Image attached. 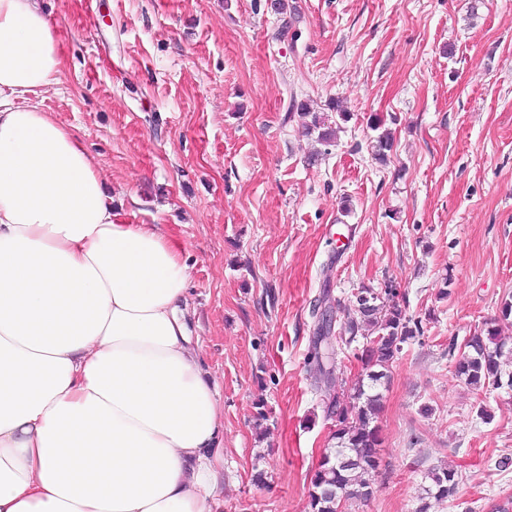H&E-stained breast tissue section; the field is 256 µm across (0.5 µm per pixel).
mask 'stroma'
I'll return each instance as SVG.
<instances>
[{
    "label": "stroma",
    "instance_id": "35a3bbf8",
    "mask_svg": "<svg viewBox=\"0 0 512 512\" xmlns=\"http://www.w3.org/2000/svg\"><path fill=\"white\" fill-rule=\"evenodd\" d=\"M288 3L286 26L270 0H44L63 69L43 107L123 219L182 252L224 418L218 512H305L331 432L312 304L389 283L424 336L381 389L382 462L353 512H493L512 499L495 466L512 389L475 391L454 364L512 298V0ZM294 99L351 118L322 145ZM374 122L395 138L384 164ZM443 468L459 485L438 500L427 474Z\"/></svg>",
    "mask_w": 512,
    "mask_h": 512
}]
</instances>
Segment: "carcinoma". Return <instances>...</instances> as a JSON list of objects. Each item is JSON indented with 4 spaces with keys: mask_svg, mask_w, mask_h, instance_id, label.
Returning <instances> with one entry per match:
<instances>
[{
    "mask_svg": "<svg viewBox=\"0 0 512 512\" xmlns=\"http://www.w3.org/2000/svg\"><path fill=\"white\" fill-rule=\"evenodd\" d=\"M291 107L311 121L304 126L308 135H317L323 143L334 139L328 116L310 112L304 102ZM394 139L383 131L372 140L375 159L385 162L393 150ZM317 321V336L310 359L318 376L316 384L325 385L326 416L333 421V444L324 449L310 481L305 512H342L351 501L366 502L372 495L369 475L380 464L382 394L381 382L388 379V369L402 353L404 345L424 335L422 321L407 312L398 300L393 284L375 293L364 289L355 297L352 312L341 323L340 335L334 334L337 311L328 298H318L312 306ZM512 303H504L501 316L484 323L474 333L466 349L456 360V372L465 383L478 390L485 384L502 386L499 359L512 340ZM362 342L355 359L361 371L348 389L332 391L338 369V349ZM427 492L443 500L456 493L458 472L453 469L432 471Z\"/></svg>",
    "mask_w": 512,
    "mask_h": 512,
    "instance_id": "1",
    "label": "carcinoma"
}]
</instances>
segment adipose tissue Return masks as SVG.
<instances>
[{"instance_id":"1","label":"adipose tissue","mask_w":512,"mask_h":512,"mask_svg":"<svg viewBox=\"0 0 512 512\" xmlns=\"http://www.w3.org/2000/svg\"><path fill=\"white\" fill-rule=\"evenodd\" d=\"M61 64L42 0H0V512H214L187 266L43 109Z\"/></svg>"}]
</instances>
